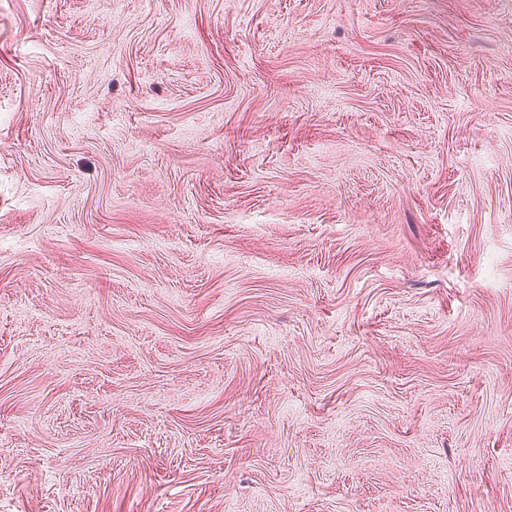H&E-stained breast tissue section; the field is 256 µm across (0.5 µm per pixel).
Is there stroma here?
I'll return each instance as SVG.
<instances>
[{
  "instance_id": "1",
  "label": "stroma",
  "mask_w": 512,
  "mask_h": 512,
  "mask_svg": "<svg viewBox=\"0 0 512 512\" xmlns=\"http://www.w3.org/2000/svg\"><path fill=\"white\" fill-rule=\"evenodd\" d=\"M0 512H512V0H0Z\"/></svg>"
}]
</instances>
